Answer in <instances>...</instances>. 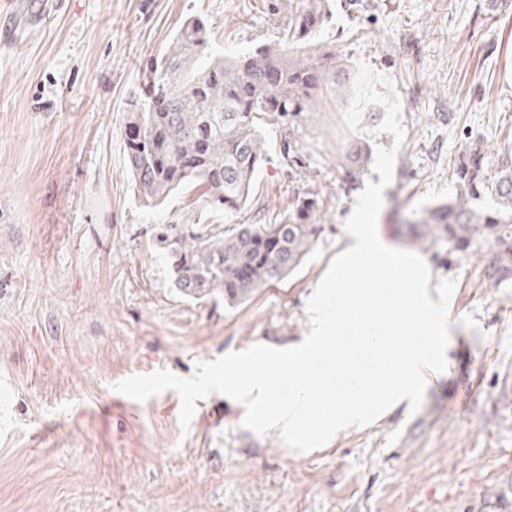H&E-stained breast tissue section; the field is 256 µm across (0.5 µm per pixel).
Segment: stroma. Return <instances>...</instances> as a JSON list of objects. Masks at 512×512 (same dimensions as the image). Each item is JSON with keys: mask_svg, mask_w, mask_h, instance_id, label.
<instances>
[{"mask_svg": "<svg viewBox=\"0 0 512 512\" xmlns=\"http://www.w3.org/2000/svg\"><path fill=\"white\" fill-rule=\"evenodd\" d=\"M328 0L313 50L390 76L406 136L378 215L409 244L405 218L454 199L464 145H512V0ZM200 18L231 60L275 45L283 20L264 0H61L40 28L0 23V512H512V280L485 287L492 251L431 260L456 289L445 372L418 411L298 452L279 429L243 427L221 394L197 401L188 429L166 391L115 406L114 386L156 370L190 376L256 344L285 348L309 329L312 287L373 167L349 181L341 158L350 86L324 93L292 127L266 126V160L239 210L186 189L141 205L125 126L153 60ZM293 138L296 163L283 149ZM317 192L324 229L286 280L246 303L196 301L173 286L160 231L205 235L275 224L295 193Z\"/></svg>", "mask_w": 512, "mask_h": 512, "instance_id": "stroma-1", "label": "stroma"}]
</instances>
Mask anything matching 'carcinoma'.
Here are the masks:
<instances>
[{
  "instance_id": "1",
  "label": "carcinoma",
  "mask_w": 512,
  "mask_h": 512,
  "mask_svg": "<svg viewBox=\"0 0 512 512\" xmlns=\"http://www.w3.org/2000/svg\"><path fill=\"white\" fill-rule=\"evenodd\" d=\"M284 18L277 50L268 46L228 63L211 53L204 24H184L160 55L126 124V165L139 201L154 208L180 190L204 188L205 202L235 210L247 201L267 150L262 125L288 124L312 111L324 88L340 83L343 69L325 52L298 54V46L320 25L326 0H265ZM482 141L465 146L454 170L456 197L416 213L411 230L420 249L456 259L488 243L487 286L512 278V148L498 152V165H485ZM347 173L356 180L369 160L365 143L349 141ZM491 196L497 207L485 215L475 206ZM315 192L295 194L277 224H238L227 236L189 232L169 243L174 287L185 297L220 295L229 304L248 301L259 290L295 272L314 249L322 225Z\"/></svg>"
}]
</instances>
